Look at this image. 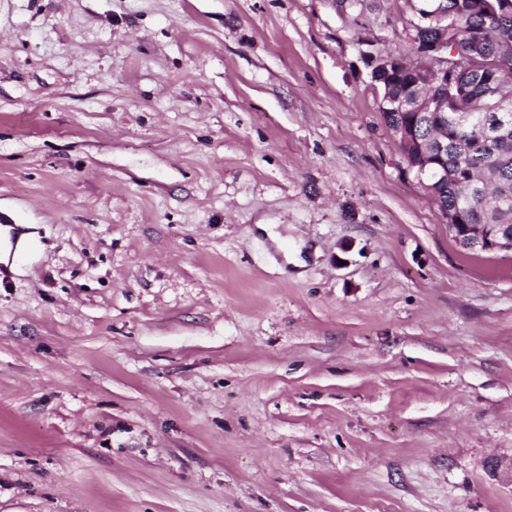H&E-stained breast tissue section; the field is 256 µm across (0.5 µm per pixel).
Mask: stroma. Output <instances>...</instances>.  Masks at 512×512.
Listing matches in <instances>:
<instances>
[{
  "mask_svg": "<svg viewBox=\"0 0 512 512\" xmlns=\"http://www.w3.org/2000/svg\"><path fill=\"white\" fill-rule=\"evenodd\" d=\"M411 13L0 0V512H512V256L366 60Z\"/></svg>",
  "mask_w": 512,
  "mask_h": 512,
  "instance_id": "35a3bbf8",
  "label": "stroma"
}]
</instances>
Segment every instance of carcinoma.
<instances>
[{
  "label": "carcinoma",
  "mask_w": 512,
  "mask_h": 512,
  "mask_svg": "<svg viewBox=\"0 0 512 512\" xmlns=\"http://www.w3.org/2000/svg\"><path fill=\"white\" fill-rule=\"evenodd\" d=\"M453 12L448 16V39L464 44L479 32L491 43L503 33L512 38V11L502 14V0H448ZM492 74L498 90L512 95V59L494 54L470 63L466 71L448 67V82H462L469 87V97L459 104L448 102V110L471 112V121L464 126L448 125V166L459 174L461 186L435 183L432 194L437 197L442 212L465 211L468 224L512 225V129L498 132L494 112L478 110L475 103L484 99V76ZM394 99H404L413 93L411 86L419 83L433 96H438L440 78L419 69L412 75L390 76ZM386 124H397L416 129L413 147L418 149L425 139L422 119L418 113L389 105Z\"/></svg>",
  "instance_id": "cac0c4a2"
}]
</instances>
